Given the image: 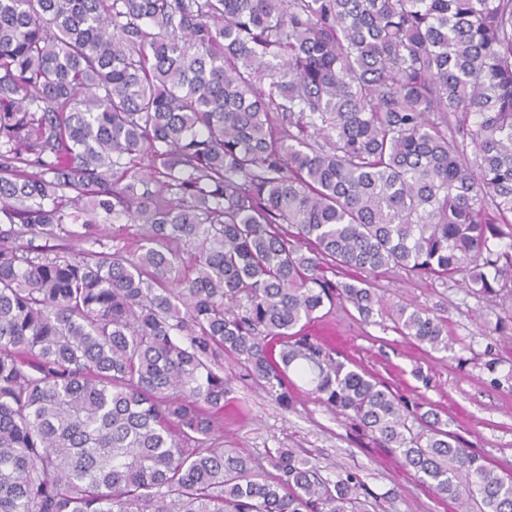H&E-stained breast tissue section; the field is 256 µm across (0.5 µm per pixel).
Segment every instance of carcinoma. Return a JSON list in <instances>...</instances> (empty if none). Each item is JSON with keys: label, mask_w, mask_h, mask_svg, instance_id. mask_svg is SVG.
Wrapping results in <instances>:
<instances>
[{"label": "carcinoma", "mask_w": 512, "mask_h": 512, "mask_svg": "<svg viewBox=\"0 0 512 512\" xmlns=\"http://www.w3.org/2000/svg\"><path fill=\"white\" fill-rule=\"evenodd\" d=\"M102 213L137 250L72 244ZM502 224L512 0H0V512H380L355 473L212 443L226 357L285 408L297 372L455 512H512V477L303 333L383 309L393 268L496 295Z\"/></svg>", "instance_id": "1"}]
</instances>
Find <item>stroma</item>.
<instances>
[{"instance_id":"stroma-1","label":"stroma","mask_w":512,"mask_h":512,"mask_svg":"<svg viewBox=\"0 0 512 512\" xmlns=\"http://www.w3.org/2000/svg\"><path fill=\"white\" fill-rule=\"evenodd\" d=\"M375 292L393 304L440 307L452 347L434 352L400 336L391 315L361 318L346 302L311 321L305 332L328 341L340 360L379 377L409 405L436 411L461 446L499 473L512 475V339L487 336L512 326V295H473L460 284L425 280L402 270L369 276ZM495 370H488V363ZM233 400L224 408L215 438L221 446L265 462L271 448H294L328 471L359 473L374 493L387 497V512H454L389 449L377 447L354 422L315 400L296 380L289 408H282L244 370L225 362Z\"/></svg>"}]
</instances>
